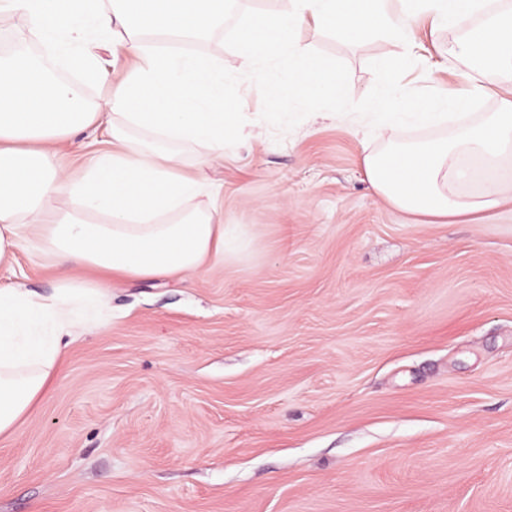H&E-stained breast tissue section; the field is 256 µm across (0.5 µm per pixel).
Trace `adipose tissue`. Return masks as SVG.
<instances>
[{
    "mask_svg": "<svg viewBox=\"0 0 512 512\" xmlns=\"http://www.w3.org/2000/svg\"><path fill=\"white\" fill-rule=\"evenodd\" d=\"M225 0H0V21H21L56 62L75 71L61 82L37 62L0 57V267L28 249L66 276L52 294L0 286V436L46 394L62 348L91 329L116 278H168L217 265L243 247L239 227L216 203L193 206L206 185L189 175L224 158V142L244 135L229 86L258 80L274 91L282 118L311 101L351 103L339 65L309 63L298 39L315 27L365 44L380 35L405 64L414 25L456 31L443 53L465 94L436 90L416 104L396 83L370 102L378 115L363 149L377 195L421 224H478L512 202V0H285L282 10L247 19L236 33L241 62L185 50L182 34H209ZM112 56L103 71L99 50ZM110 81L101 107L81 104L90 81ZM497 108L471 118L464 104ZM105 128V148L79 172L58 146ZM405 127L431 137L400 138ZM98 271L94 280L69 270Z\"/></svg>",
    "mask_w": 512,
    "mask_h": 512,
    "instance_id": "ef3b65f1",
    "label": "adipose tissue"
}]
</instances>
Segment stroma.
I'll return each mask as SVG.
<instances>
[{"label": "stroma", "instance_id": "35a3bbf8", "mask_svg": "<svg viewBox=\"0 0 512 512\" xmlns=\"http://www.w3.org/2000/svg\"><path fill=\"white\" fill-rule=\"evenodd\" d=\"M281 0H237L202 49ZM352 99L281 122L230 86L246 138L191 168L247 246L181 278L115 282L112 313L61 356L0 437V512H512V204L482 224H415L370 189L357 133L399 50L303 31ZM406 98L463 82L447 33L415 30ZM17 255L0 284L51 293Z\"/></svg>", "mask_w": 512, "mask_h": 512}]
</instances>
